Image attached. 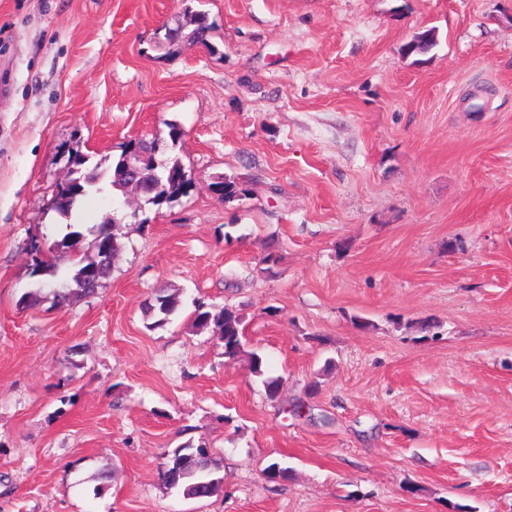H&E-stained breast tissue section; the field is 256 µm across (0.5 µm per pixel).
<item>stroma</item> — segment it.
I'll return each mask as SVG.
<instances>
[{"mask_svg": "<svg viewBox=\"0 0 512 512\" xmlns=\"http://www.w3.org/2000/svg\"><path fill=\"white\" fill-rule=\"evenodd\" d=\"M198 11L210 46L168 45ZM2 83L0 512H512V0H0ZM173 124L187 193L87 197L67 247L60 151L108 169ZM108 217L97 294L22 307L29 243L69 274ZM188 443L220 495L163 483ZM180 294L178 292L166 293L164 290L155 295L154 304L151 305L155 311L154 317L157 320L153 323L156 326H161L168 322L169 317L172 316L179 305ZM193 315V327L200 329L214 325L219 330L225 359L236 361L247 356L251 372L259 377L264 376L266 366L263 357L257 352L245 349L243 318L236 311L227 306H208L196 302Z\"/></svg>", "mask_w": 512, "mask_h": 512, "instance_id": "1", "label": "stroma"}]
</instances>
